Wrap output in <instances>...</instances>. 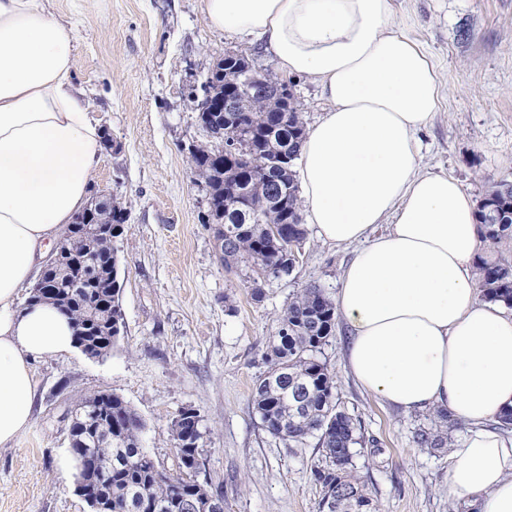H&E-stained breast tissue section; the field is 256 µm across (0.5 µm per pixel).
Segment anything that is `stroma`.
I'll return each instance as SVG.
<instances>
[{"mask_svg":"<svg viewBox=\"0 0 512 512\" xmlns=\"http://www.w3.org/2000/svg\"><path fill=\"white\" fill-rule=\"evenodd\" d=\"M78 31L71 81L112 132L92 189L129 211L114 246L120 262L126 332L106 357L79 349L38 359L30 429L0 448V512H89L73 475L58 466L68 451V402L107 391L123 397L145 425L143 444L174 473L171 436L180 410L201 415L199 482L224 497V512H318L312 478L324 459L315 440L298 448L272 436L252 406L268 368L264 355L297 291L335 296L348 247L308 233L289 277L263 282L253 300L244 266L224 269L209 214L208 189L191 169L192 146L207 142L189 98L226 52L276 69L270 51L207 26L199 0H51ZM393 20L430 55L442 88L440 109L421 135L422 168L460 180L475 199L512 183V0H391ZM344 320L323 348L342 409L366 439L355 473L380 512H475L448 487V449L414 442L429 412L407 413L361 388L345 360Z\"/></svg>","mask_w":512,"mask_h":512,"instance_id":"stroma-1","label":"stroma"}]
</instances>
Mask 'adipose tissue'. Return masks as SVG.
Here are the masks:
<instances>
[{"label": "adipose tissue", "mask_w": 512, "mask_h": 512, "mask_svg": "<svg viewBox=\"0 0 512 512\" xmlns=\"http://www.w3.org/2000/svg\"><path fill=\"white\" fill-rule=\"evenodd\" d=\"M206 24L263 41L328 101L307 130L298 180L309 224L353 247L335 297L347 363L404 411L447 409L465 432L448 485L478 512H512V309L482 299L478 209L453 177L422 171L439 104L426 52L390 0H200ZM78 32L50 0H0V447L32 424L31 363L73 345L70 319L20 305L50 244L86 202L102 128L71 81ZM388 223L383 234L378 224Z\"/></svg>", "instance_id": "ef3b65f1"}]
</instances>
